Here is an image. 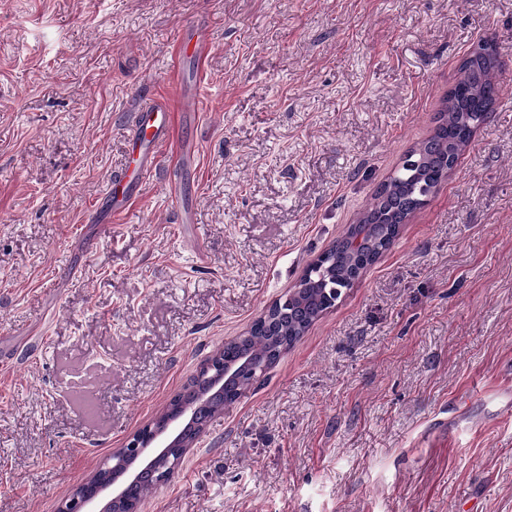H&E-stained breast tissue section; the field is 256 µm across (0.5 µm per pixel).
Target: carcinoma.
Returning a JSON list of instances; mask_svg holds the SVG:
<instances>
[{
	"instance_id": "cac0c4a2",
	"label": "carcinoma",
	"mask_w": 512,
	"mask_h": 512,
	"mask_svg": "<svg viewBox=\"0 0 512 512\" xmlns=\"http://www.w3.org/2000/svg\"><path fill=\"white\" fill-rule=\"evenodd\" d=\"M499 56L486 58L472 50L460 64L459 77L442 102L433 133L412 148L402 164L374 192L371 202L359 212L332 245L317 257L306 282L269 327H254L229 340L214 355L224 366L250 361L275 365L340 298L362 273L373 265L398 238L401 228L448 179V167L470 144L477 125L487 120L500 94L497 72ZM257 377L224 378L223 390L208 388L179 395L153 422L175 417L188 404L198 405V422H210L250 391Z\"/></svg>"
}]
</instances>
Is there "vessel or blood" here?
Here are the masks:
<instances>
[{
  "label": "vessel or blood",
  "instance_id": "1",
  "mask_svg": "<svg viewBox=\"0 0 512 512\" xmlns=\"http://www.w3.org/2000/svg\"><path fill=\"white\" fill-rule=\"evenodd\" d=\"M180 48L204 55L209 46L206 30L194 29L182 34ZM133 132L127 141V165L112 181L106 193L111 207L121 210L143 179L159 168L158 148L167 142L172 128V106L163 98L142 101L133 114Z\"/></svg>",
  "mask_w": 512,
  "mask_h": 512
}]
</instances>
